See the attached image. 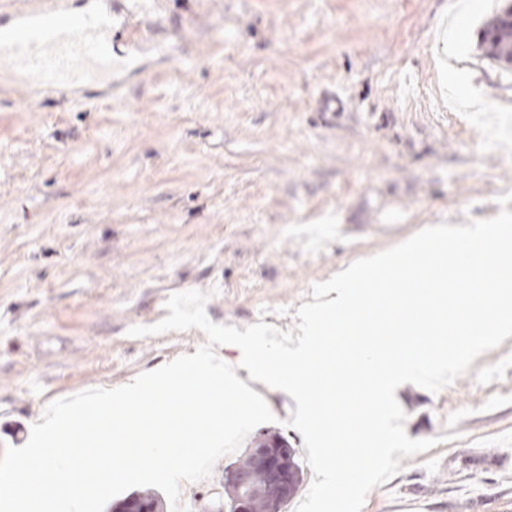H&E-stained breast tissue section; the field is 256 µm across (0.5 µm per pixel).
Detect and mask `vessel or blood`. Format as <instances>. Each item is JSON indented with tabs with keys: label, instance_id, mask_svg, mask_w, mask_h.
I'll list each match as a JSON object with an SVG mask.
<instances>
[{
	"label": "vessel or blood",
	"instance_id": "obj_1",
	"mask_svg": "<svg viewBox=\"0 0 512 512\" xmlns=\"http://www.w3.org/2000/svg\"><path fill=\"white\" fill-rule=\"evenodd\" d=\"M12 20L0 24V66L8 65L28 83L57 88L109 80L121 67L111 40L134 32L130 23L116 29L100 11L74 15L59 5L39 14L16 8Z\"/></svg>",
	"mask_w": 512,
	"mask_h": 512
}]
</instances>
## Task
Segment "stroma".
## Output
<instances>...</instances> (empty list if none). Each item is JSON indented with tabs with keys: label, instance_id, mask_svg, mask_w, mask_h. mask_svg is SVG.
<instances>
[{
	"label": "stroma",
	"instance_id": "1",
	"mask_svg": "<svg viewBox=\"0 0 512 512\" xmlns=\"http://www.w3.org/2000/svg\"><path fill=\"white\" fill-rule=\"evenodd\" d=\"M499 0H125L135 45L116 86L68 100L0 71V451L46 405L117 387L205 340L143 338L173 293L211 291L216 323L281 329L312 285L431 225L496 216L512 190V69L479 30ZM335 98V111L323 108ZM348 232H333V225ZM282 434L296 403L273 388ZM410 438L362 512H512V342L439 393L401 387ZM182 482L189 512L224 470Z\"/></svg>",
	"mask_w": 512,
	"mask_h": 512
}]
</instances>
